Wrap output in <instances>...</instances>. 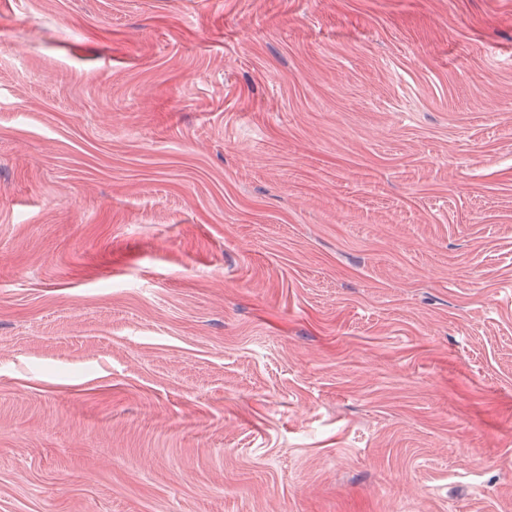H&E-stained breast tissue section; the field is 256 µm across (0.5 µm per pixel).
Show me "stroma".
I'll return each instance as SVG.
<instances>
[{
  "instance_id": "stroma-1",
  "label": "stroma",
  "mask_w": 512,
  "mask_h": 512,
  "mask_svg": "<svg viewBox=\"0 0 512 512\" xmlns=\"http://www.w3.org/2000/svg\"><path fill=\"white\" fill-rule=\"evenodd\" d=\"M0 512H512V0H0Z\"/></svg>"
}]
</instances>
